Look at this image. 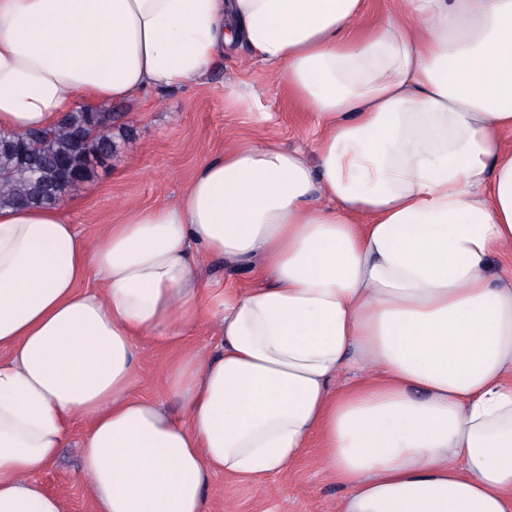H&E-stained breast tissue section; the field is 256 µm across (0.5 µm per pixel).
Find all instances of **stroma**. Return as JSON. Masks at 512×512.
I'll return each instance as SVG.
<instances>
[{
    "instance_id": "35a3bbf8",
    "label": "stroma",
    "mask_w": 512,
    "mask_h": 512,
    "mask_svg": "<svg viewBox=\"0 0 512 512\" xmlns=\"http://www.w3.org/2000/svg\"><path fill=\"white\" fill-rule=\"evenodd\" d=\"M231 84L248 86L249 104L228 96ZM112 110L116 146L111 158L96 165L62 201L69 219L90 240L108 225L121 223L129 209L172 201L200 165L222 154L225 146L267 137L288 148H305L313 138L310 112L281 91L274 71L239 43L216 55L205 83L146 90L113 103ZM250 283L247 270L231 269L218 259L205 262L204 319L192 345L207 354L215 351V316L225 294ZM139 350L137 393L179 411V403L164 384V366L172 351L149 338L140 341ZM84 431V424L75 422L59 462L37 474L46 489L67 500L69 512L90 510L81 477L79 442ZM317 453V445H310L302 461L260 485L214 477L207 492V512H334L345 490L318 469Z\"/></svg>"
}]
</instances>
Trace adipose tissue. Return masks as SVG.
I'll return each mask as SVG.
<instances>
[{
    "label": "adipose tissue",
    "mask_w": 512,
    "mask_h": 512,
    "mask_svg": "<svg viewBox=\"0 0 512 512\" xmlns=\"http://www.w3.org/2000/svg\"><path fill=\"white\" fill-rule=\"evenodd\" d=\"M405 2L365 26V0H0L1 131L204 82L235 42L318 129L91 241L0 208V512H67L36 474L76 419L92 512H206L315 434L336 512H512V0ZM209 257L252 283L205 357ZM145 335L184 418L135 393Z\"/></svg>",
    "instance_id": "obj_1"
}]
</instances>
